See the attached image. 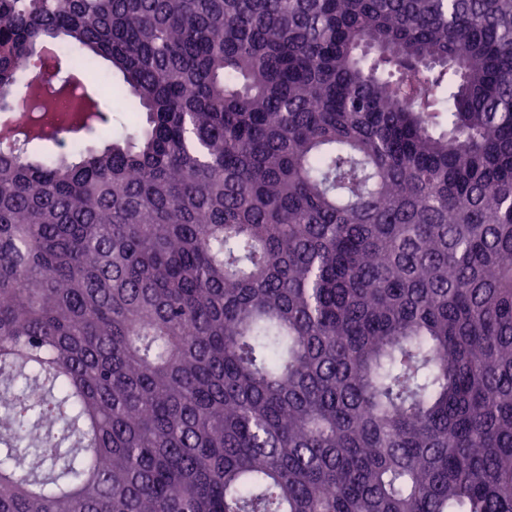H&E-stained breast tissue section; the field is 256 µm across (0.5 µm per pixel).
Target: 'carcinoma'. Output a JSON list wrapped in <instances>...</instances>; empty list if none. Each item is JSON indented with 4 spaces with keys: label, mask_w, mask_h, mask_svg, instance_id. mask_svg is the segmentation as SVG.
<instances>
[{
    "label": "carcinoma",
    "mask_w": 512,
    "mask_h": 512,
    "mask_svg": "<svg viewBox=\"0 0 512 512\" xmlns=\"http://www.w3.org/2000/svg\"><path fill=\"white\" fill-rule=\"evenodd\" d=\"M44 45L0 512H512V0H0V112ZM101 100L104 108L114 110L112 115L118 118L117 121H114V125H119V122H122L132 127L140 121V115L137 112L126 108L124 91L119 83L112 82V85H106Z\"/></svg>",
    "instance_id": "carcinoma-1"
}]
</instances>
